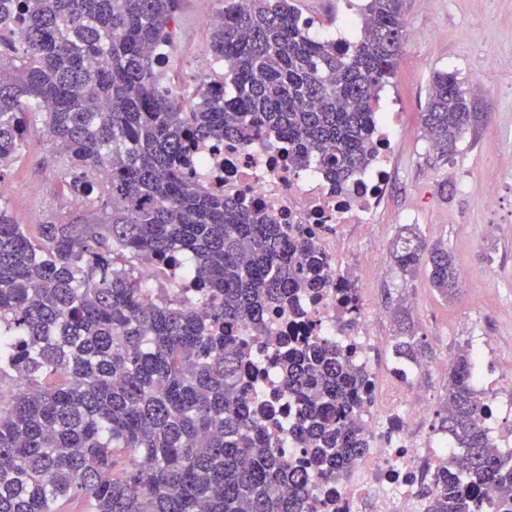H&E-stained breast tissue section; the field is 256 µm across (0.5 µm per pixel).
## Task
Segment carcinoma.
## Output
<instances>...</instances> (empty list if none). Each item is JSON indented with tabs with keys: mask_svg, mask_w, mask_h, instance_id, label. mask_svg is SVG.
Segmentation results:
<instances>
[{
	"mask_svg": "<svg viewBox=\"0 0 512 512\" xmlns=\"http://www.w3.org/2000/svg\"><path fill=\"white\" fill-rule=\"evenodd\" d=\"M177 0H0V181L26 136L65 155L63 180L98 204L31 235L0 203V512H301L309 475L271 440L268 411L243 383L248 342L269 335L290 291L321 280L312 246L257 209L204 191L187 173L200 141L250 143L274 131L295 161L338 179L372 158L375 91L406 39L403 0H367L361 38L336 49L302 27L292 0H228L212 26L224 68L188 96L160 87ZM453 73L434 75L422 112L427 138L453 152L477 127ZM403 274L426 265L457 294L448 248L412 224L393 243ZM202 276L190 297L144 304L140 265ZM281 392L302 408V441L318 472L360 448L348 411L360 376L329 341L275 338ZM396 352L423 360L413 334ZM475 356H454L433 428L463 453L438 475L428 512H512V448L489 449Z\"/></svg>",
	"mask_w": 512,
	"mask_h": 512,
	"instance_id": "cac0c4a2",
	"label": "carcinoma"
}]
</instances>
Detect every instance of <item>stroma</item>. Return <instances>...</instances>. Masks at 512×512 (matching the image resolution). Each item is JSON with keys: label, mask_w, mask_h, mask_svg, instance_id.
Masks as SVG:
<instances>
[{"label": "stroma", "mask_w": 512, "mask_h": 512, "mask_svg": "<svg viewBox=\"0 0 512 512\" xmlns=\"http://www.w3.org/2000/svg\"><path fill=\"white\" fill-rule=\"evenodd\" d=\"M349 0H294L323 39L356 43L360 14ZM222 0H178L177 25L164 68L184 81L200 67L214 68L211 31L202 15H218ZM409 33L379 99L381 112L400 111L403 130L392 162L390 203L379 217L383 236L370 245L379 267L375 297L387 312L384 331L424 338L430 358L450 355L462 333L481 340L512 338V0H405ZM455 72L474 111L488 115L468 130L456 151L443 155L426 137L421 113L436 73ZM483 75L480 84L473 74ZM67 159L33 131L6 175L12 190L0 197L15 223L52 217L68 221L86 206L64 190ZM496 201H488L489 188ZM413 213L419 234L447 245L458 263L474 270L462 278L458 299L445 301L425 271L403 275L391 243L402 217Z\"/></svg>", "instance_id": "stroma-1"}]
</instances>
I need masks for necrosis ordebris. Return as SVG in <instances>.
<instances>
[{
    "label": "necrosis or debris",
    "mask_w": 512,
    "mask_h": 512,
    "mask_svg": "<svg viewBox=\"0 0 512 512\" xmlns=\"http://www.w3.org/2000/svg\"><path fill=\"white\" fill-rule=\"evenodd\" d=\"M397 129L392 120L379 123L371 163L338 185L323 169L298 167L287 142L275 136L251 144L208 141L195 149L204 189L290 225L295 237L312 244L323 265L321 287L297 291L291 306L273 315V332L300 342L336 343L366 380L363 402L353 414L363 447L335 475L311 476L309 512H427L435 471L458 453L447 434H429L434 396L419 384L426 374H447L448 360L428 364L393 358L392 338L377 331L386 313L372 296L373 257L356 250L358 239L380 233L377 219L388 196ZM231 332L248 339L244 378L257 404L276 403L274 442L294 464H303V450L292 434L297 411L287 398L273 396L280 387L273 370L275 346L270 338L253 335L245 323ZM380 350L389 357L379 366L374 356Z\"/></svg>",
    "instance_id": "necrosis-or-debris-1"
}]
</instances>
